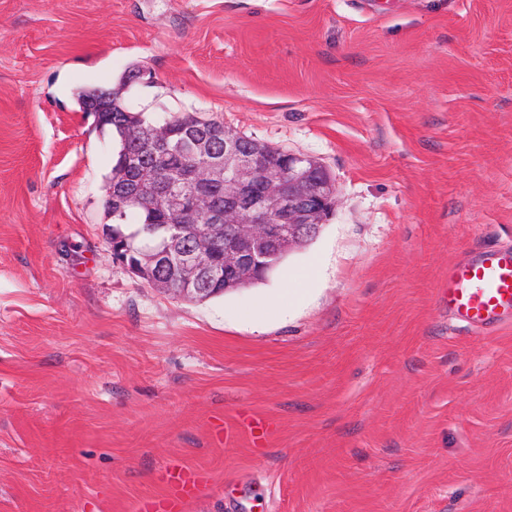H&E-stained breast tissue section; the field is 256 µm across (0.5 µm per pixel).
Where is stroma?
Returning a JSON list of instances; mask_svg holds the SVG:
<instances>
[{
    "mask_svg": "<svg viewBox=\"0 0 512 512\" xmlns=\"http://www.w3.org/2000/svg\"><path fill=\"white\" fill-rule=\"evenodd\" d=\"M313 157L318 236L205 301L116 264L76 88ZM512 244V0H0V512H512V320L450 262ZM321 276L298 298L288 279ZM444 302L448 313L467 328H496L512 312V246L479 248L448 266ZM170 478L175 485V496L177 502L172 506L169 500L164 497L159 501L158 505H153L154 509L150 506L151 510H156L157 506L164 510H167L169 506H171L170 510H174L177 507L183 506L196 495L198 491V484L189 473L180 470L178 473H173Z\"/></svg>",
    "mask_w": 512,
    "mask_h": 512,
    "instance_id": "obj_1",
    "label": "stroma"
}]
</instances>
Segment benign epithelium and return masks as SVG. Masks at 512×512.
Segmentation results:
<instances>
[{"mask_svg": "<svg viewBox=\"0 0 512 512\" xmlns=\"http://www.w3.org/2000/svg\"><path fill=\"white\" fill-rule=\"evenodd\" d=\"M181 135L173 140L170 121L137 128L150 156L126 155L109 181V200L174 220L152 226L158 241L136 251L112 242L123 267L201 301L213 286L251 284L282 252L318 235L336 202V186L319 162L276 153L221 122L184 125ZM183 143L196 158L191 166L182 161Z\"/></svg>", "mask_w": 512, "mask_h": 512, "instance_id": "1", "label": "benign epithelium"}]
</instances>
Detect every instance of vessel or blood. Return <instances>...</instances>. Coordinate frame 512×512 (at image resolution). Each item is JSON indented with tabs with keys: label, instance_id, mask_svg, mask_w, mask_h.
<instances>
[{
	"label": "vessel or blood",
	"instance_id": "1",
	"mask_svg": "<svg viewBox=\"0 0 512 512\" xmlns=\"http://www.w3.org/2000/svg\"><path fill=\"white\" fill-rule=\"evenodd\" d=\"M444 302L449 314L467 328H496L512 312V246H487L448 267ZM178 504L192 499L198 484L184 471L172 474Z\"/></svg>",
	"mask_w": 512,
	"mask_h": 512
}]
</instances>
